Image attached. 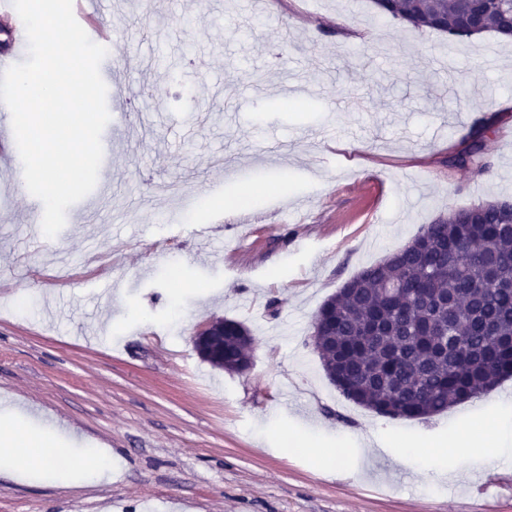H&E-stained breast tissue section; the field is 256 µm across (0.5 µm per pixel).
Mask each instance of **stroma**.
<instances>
[{"instance_id": "35a3bbf8", "label": "stroma", "mask_w": 512, "mask_h": 512, "mask_svg": "<svg viewBox=\"0 0 512 512\" xmlns=\"http://www.w3.org/2000/svg\"><path fill=\"white\" fill-rule=\"evenodd\" d=\"M115 27L98 179L46 237L0 167V427L66 445L74 478L0 460V512H512V378L420 420L346 400L312 341L324 301L422 225L512 193V43H449L372 0H91ZM292 94L298 111L277 104ZM489 175L449 168L475 120ZM249 211L218 209L244 186ZM216 318L251 369L202 360ZM107 453L108 479H87ZM481 483L418 481L413 456ZM223 322L224 340L221 333H213L216 339L206 341L203 345V358L212 365L223 368L227 372H238L240 367L248 365L250 360V345L252 337L250 330L241 322L232 319L212 321L200 329L195 336L196 344L206 336H209L214 327Z\"/></svg>"}]
</instances>
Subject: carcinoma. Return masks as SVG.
Instances as JSON below:
<instances>
[{"label":"carcinoma","instance_id":"obj_1","mask_svg":"<svg viewBox=\"0 0 512 512\" xmlns=\"http://www.w3.org/2000/svg\"><path fill=\"white\" fill-rule=\"evenodd\" d=\"M383 15L448 39L512 36V12L481 0H374ZM464 138L450 168L489 173L485 133ZM323 370L348 400L380 415L441 414L512 378V198L448 206L402 248L363 268L320 307L314 322ZM250 330L224 320L203 358L227 372L250 360Z\"/></svg>","mask_w":512,"mask_h":512}]
</instances>
